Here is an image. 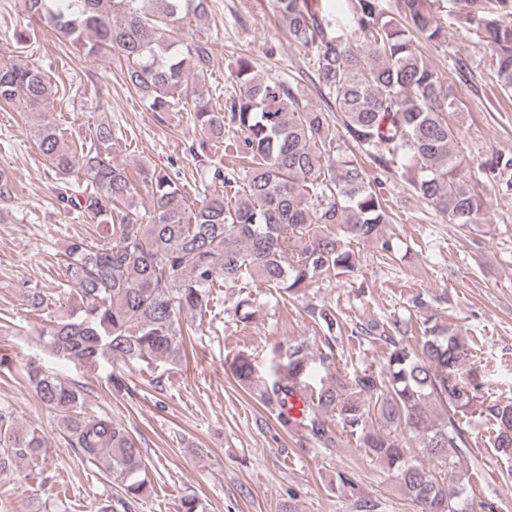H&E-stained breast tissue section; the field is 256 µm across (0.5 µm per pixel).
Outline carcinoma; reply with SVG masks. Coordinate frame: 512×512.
I'll return each mask as SVG.
<instances>
[{
    "label": "carcinoma",
    "mask_w": 512,
    "mask_h": 512,
    "mask_svg": "<svg viewBox=\"0 0 512 512\" xmlns=\"http://www.w3.org/2000/svg\"><path fill=\"white\" fill-rule=\"evenodd\" d=\"M434 4L398 0L397 12L388 14L379 0H353L346 33L307 0H273L288 39L311 52L325 107L302 102L295 83L261 77L247 55L233 66L238 93L218 107L203 90L211 43L179 38L185 18L205 14V0H65L62 8L59 0H25L28 12L74 48L117 52L125 81L151 111L192 108L201 140L190 151L198 161L208 163L211 147L226 141L244 162L237 171L210 166V184L223 190L203 191L193 207L174 179L145 170L138 180L112 161L119 139L112 123L100 122L79 150L64 142L54 122L31 125L33 145L63 180L58 198L91 220L86 235L66 249V282L81 305L42 330L46 346L91 367L120 357L154 371L179 353L183 312H207L213 288L258 280L282 296L298 295L332 275L353 273L359 265L354 242L373 243L381 258H392L382 182L347 152L348 142L381 170L411 173L414 193L449 223H477L484 199L465 172L460 129L448 120L456 97L417 43H448ZM457 21L490 48L496 82L511 96L512 0H462ZM58 92L33 63L0 60V103L44 116ZM478 172L512 192V155L497 153ZM140 182L150 195L143 211ZM26 302L41 315L49 296L31 288ZM308 312L326 344L336 342V310L320 303ZM410 331L401 318L377 336L361 329L364 340L385 346L379 372L335 373L312 383L304 340L275 346L266 378L258 379L244 356L233 359L232 372L274 412L282 431L298 432L307 445L337 446L340 425L392 473L416 512H473L470 474L460 467L472 443L462 419L478 402L479 386L460 375L464 339L430 318L415 346L408 343ZM28 377L67 430L71 448L124 487L129 500L123 507H129L146 485L134 437L109 417L85 415L84 386L38 369ZM296 396L305 406L291 419L281 408ZM482 412L493 421V447L512 460V404H489ZM410 439L436 459V469L417 463ZM45 448V436L13 427L0 413V466L37 459ZM357 488L354 473L336 472V490Z\"/></svg>",
    "instance_id": "carcinoma-1"
}]
</instances>
